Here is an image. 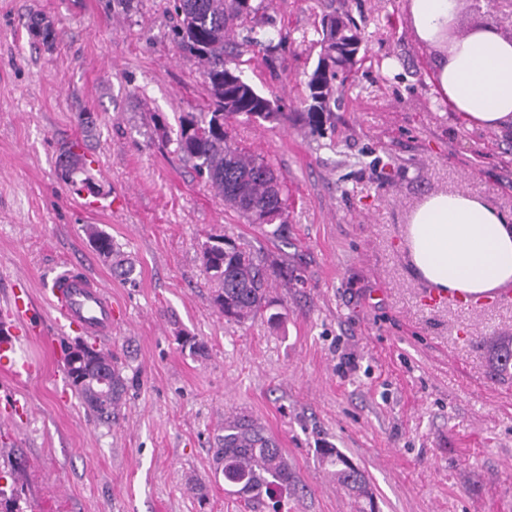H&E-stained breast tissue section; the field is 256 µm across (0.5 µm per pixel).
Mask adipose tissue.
Listing matches in <instances>:
<instances>
[{"instance_id":"1","label":"adipose tissue","mask_w":512,"mask_h":512,"mask_svg":"<svg viewBox=\"0 0 512 512\" xmlns=\"http://www.w3.org/2000/svg\"><path fill=\"white\" fill-rule=\"evenodd\" d=\"M418 40L436 47L433 78L467 125L512 132V38L493 25L449 40L458 0H406ZM407 239L418 276L443 293L482 295L512 286V221L466 190L428 196Z\"/></svg>"}]
</instances>
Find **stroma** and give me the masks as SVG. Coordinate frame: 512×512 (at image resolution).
<instances>
[{"instance_id":"35a3bbf8","label":"stroma","mask_w":512,"mask_h":512,"mask_svg":"<svg viewBox=\"0 0 512 512\" xmlns=\"http://www.w3.org/2000/svg\"><path fill=\"white\" fill-rule=\"evenodd\" d=\"M405 2L348 0L365 56L320 133L303 112L316 30L339 0H269L292 44L271 68L253 50L242 76L288 121L238 118L226 130L281 176V241L225 209L154 128L177 132L209 100L202 65L171 40L167 0H0V297L28 290L42 336L8 329L39 371L0 380V486L19 482L24 512H359L321 463L327 444L365 472L374 512H512V375L490 356L512 336V305H426L406 239L433 192L463 188L512 216V136L467 127L436 99V50L417 40ZM35 17L53 24L52 46L31 35ZM485 23L512 38V9L459 0L461 32ZM73 142L121 210L89 208L59 182ZM91 225L132 261L131 280L91 247ZM212 235L287 266L271 311L225 321L202 265ZM65 261L112 292L99 345L130 387L108 427L63 373V347L81 335L57 327L44 284ZM183 336L205 354L181 348ZM242 411L278 439L295 496L248 506L215 473L218 427Z\"/></svg>"}]
</instances>
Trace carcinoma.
Here are the masks:
<instances>
[{"label":"carcinoma","instance_id":"obj_1","mask_svg":"<svg viewBox=\"0 0 512 512\" xmlns=\"http://www.w3.org/2000/svg\"><path fill=\"white\" fill-rule=\"evenodd\" d=\"M266 9L265 0H169V11L176 19L171 39L181 52L203 62L211 97L206 111L190 113L180 121L173 143L175 152L192 163L225 206L265 235L280 239L288 236L280 176L263 157L243 151L224 130L227 120L240 116L278 124L288 120L273 98L244 80L238 68L228 67L242 55L244 47L259 46L272 61L285 46L286 37L279 36L275 43L263 31L268 24ZM30 32L44 45L55 41L53 28L38 19L31 22ZM317 34L319 58L331 63L321 73V80L330 85L351 78L362 61L363 33L349 11L338 8L324 15ZM332 116L328 96L307 111L309 124L317 129ZM203 125L212 127V133L205 137L197 133ZM84 167V155L68 149L59 158V179L66 187L79 191L87 186L80 179ZM87 234L99 255L117 257L112 265L116 275L130 279L134 266L118 258L112 237L96 228L87 229ZM202 252L205 272L215 286L214 301L231 322L245 323L267 308L272 283L288 276L276 261L247 251L221 235L203 243ZM100 365L112 376V402L105 405L95 402L91 380L71 379L68 366L65 374L97 422L110 426L119 415L128 380L111 354L100 352ZM495 370L501 374L512 372V338L497 344ZM215 445L224 481L235 486V493L244 500H258L275 488L289 490L293 486L294 475L278 440L252 416L239 413L225 419ZM321 455L336 483L349 496L372 501L365 474L345 454L330 447L322 449Z\"/></svg>","mask_w":512,"mask_h":512}]
</instances>
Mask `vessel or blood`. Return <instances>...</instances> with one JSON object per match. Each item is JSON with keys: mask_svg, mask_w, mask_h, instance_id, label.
<instances>
[{"mask_svg": "<svg viewBox=\"0 0 512 512\" xmlns=\"http://www.w3.org/2000/svg\"><path fill=\"white\" fill-rule=\"evenodd\" d=\"M45 294L57 324L93 336L112 333V297L101 281L83 269H65L45 284ZM34 365L17 360L13 341L0 343V377L20 382L31 376Z\"/></svg>", "mask_w": 512, "mask_h": 512, "instance_id": "b4317fda", "label": "vessel or blood"}]
</instances>
